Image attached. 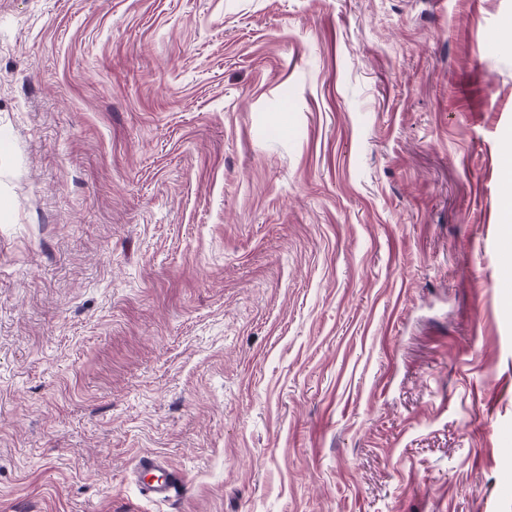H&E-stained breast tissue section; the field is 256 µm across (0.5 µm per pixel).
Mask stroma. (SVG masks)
Returning <instances> with one entry per match:
<instances>
[{
  "label": "stroma",
  "mask_w": 512,
  "mask_h": 512,
  "mask_svg": "<svg viewBox=\"0 0 512 512\" xmlns=\"http://www.w3.org/2000/svg\"><path fill=\"white\" fill-rule=\"evenodd\" d=\"M511 19L0 0V512H512ZM142 473L141 494L154 501H175L184 494V483L180 477L169 471L159 456H145L139 461ZM151 473L152 480L145 476Z\"/></svg>",
  "instance_id": "35a3bbf8"
}]
</instances>
